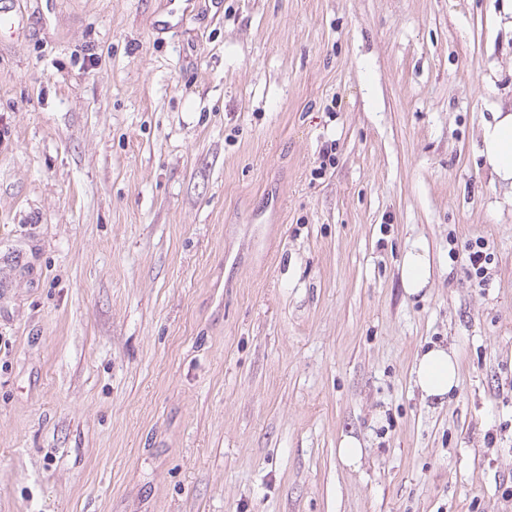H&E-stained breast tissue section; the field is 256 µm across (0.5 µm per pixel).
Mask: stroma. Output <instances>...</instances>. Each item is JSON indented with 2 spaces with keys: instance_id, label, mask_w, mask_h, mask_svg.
Here are the masks:
<instances>
[{
  "instance_id": "obj_1",
  "label": "stroma",
  "mask_w": 512,
  "mask_h": 512,
  "mask_svg": "<svg viewBox=\"0 0 512 512\" xmlns=\"http://www.w3.org/2000/svg\"><path fill=\"white\" fill-rule=\"evenodd\" d=\"M16 8L0 512H512V190L476 153L512 103L499 0H194L162 34L169 0ZM432 342L461 380L433 409ZM401 282L408 295L419 294L430 284L433 273V259L425 240L413 241L400 259ZM489 255L490 254L485 251V243L483 241H476L475 244L470 247L467 258L476 279H479V285L486 281V264L490 261ZM410 375L423 401L442 406L460 384L457 354L453 348L430 343L416 355ZM336 455L343 465L356 471L361 467L366 451L357 437L343 435L338 442Z\"/></svg>"
}]
</instances>
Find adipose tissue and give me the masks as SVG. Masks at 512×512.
I'll return each mask as SVG.
<instances>
[{
  "instance_id": "adipose-tissue-1",
  "label": "adipose tissue",
  "mask_w": 512,
  "mask_h": 512,
  "mask_svg": "<svg viewBox=\"0 0 512 512\" xmlns=\"http://www.w3.org/2000/svg\"><path fill=\"white\" fill-rule=\"evenodd\" d=\"M479 154L494 183L512 188V106L495 112L481 129ZM400 275L407 294H419L430 283L433 259L425 240L413 241L400 259ZM412 383L423 401L443 404L460 384L454 349L439 343L425 346L414 360Z\"/></svg>"
}]
</instances>
